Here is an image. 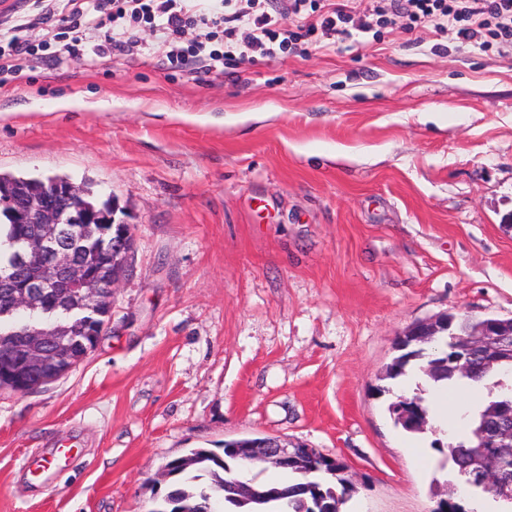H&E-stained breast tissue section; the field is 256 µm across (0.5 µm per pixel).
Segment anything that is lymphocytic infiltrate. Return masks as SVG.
Instances as JSON below:
<instances>
[{
  "label": "lymphocytic infiltrate",
  "mask_w": 512,
  "mask_h": 512,
  "mask_svg": "<svg viewBox=\"0 0 512 512\" xmlns=\"http://www.w3.org/2000/svg\"><path fill=\"white\" fill-rule=\"evenodd\" d=\"M286 15L295 19L288 28L281 24ZM396 25L439 36L436 53L447 52L441 39L451 35L484 52L512 54V0H369L360 16L334 0H222L217 7L210 0H79L73 8L66 0H35L33 13L0 25V58L42 59L58 27L73 34L68 53L92 39L96 53L134 55L147 29L171 68L195 61L203 77L230 59L302 57L353 33L377 38Z\"/></svg>",
  "instance_id": "obj_1"
}]
</instances>
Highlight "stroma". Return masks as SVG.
Listing matches in <instances>:
<instances>
[{"instance_id": "35a3bbf8", "label": "stroma", "mask_w": 512, "mask_h": 512, "mask_svg": "<svg viewBox=\"0 0 512 512\" xmlns=\"http://www.w3.org/2000/svg\"><path fill=\"white\" fill-rule=\"evenodd\" d=\"M140 38L0 72V172L88 184L135 237L97 348L0 390V512H149L169 460L258 435L341 458L347 512H434L438 434L378 387L407 327L512 318V56L395 28L198 82Z\"/></svg>"}]
</instances>
